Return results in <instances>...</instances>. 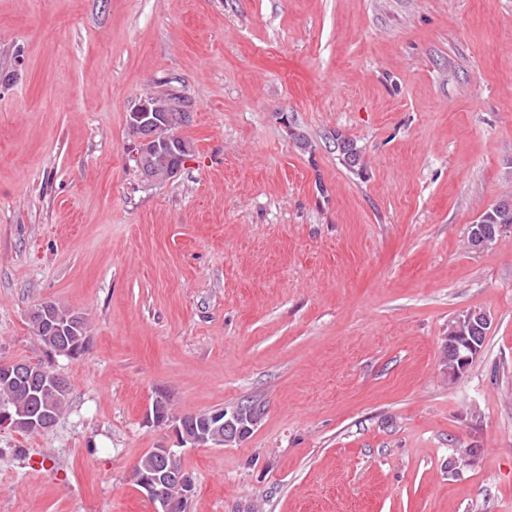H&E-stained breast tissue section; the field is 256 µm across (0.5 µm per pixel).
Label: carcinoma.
I'll list each match as a JSON object with an SVG mask.
<instances>
[{
    "label": "carcinoma",
    "mask_w": 512,
    "mask_h": 512,
    "mask_svg": "<svg viewBox=\"0 0 512 512\" xmlns=\"http://www.w3.org/2000/svg\"><path fill=\"white\" fill-rule=\"evenodd\" d=\"M192 146L188 140L173 135V129L162 125L156 128L154 142L141 143L138 148L137 166L143 176L150 181H163L172 176L183 158L190 155ZM485 223L492 225L488 235L479 244L470 242L475 249L491 246L499 237L498 225L512 224V202L502 201L484 211ZM31 322L36 335L47 349L54 353L61 345L72 346L70 356L81 355L89 344L85 317L75 311L66 309L53 302H45L31 313ZM54 372L41 365H33L31 369L11 377H0V409L7 410L21 418L38 412L46 413L51 419L58 420L69 398L70 388L53 394L47 400L39 401L32 396L34 387L47 382ZM228 413L233 415L235 427L224 430V443L237 439L238 427H250L258 422L261 409L253 403L240 404ZM209 413L185 415L178 419L182 427L181 440L184 444L199 447L211 443L201 441L204 419ZM158 455L151 449L139 461L134 469L136 483H141L144 475L157 469Z\"/></svg>",
    "instance_id": "1"
}]
</instances>
